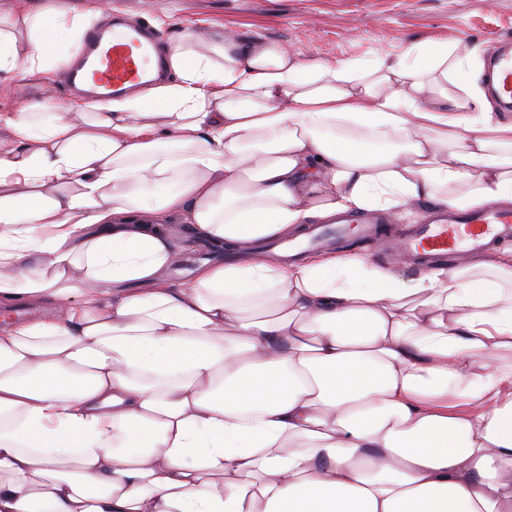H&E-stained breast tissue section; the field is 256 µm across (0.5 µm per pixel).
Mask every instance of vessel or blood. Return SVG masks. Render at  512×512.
<instances>
[{
    "label": "vessel or blood",
    "instance_id": "obj_1",
    "mask_svg": "<svg viewBox=\"0 0 512 512\" xmlns=\"http://www.w3.org/2000/svg\"><path fill=\"white\" fill-rule=\"evenodd\" d=\"M156 34L138 19L123 12L109 13L105 22L90 27L81 48L69 65L66 82L71 90L88 98L102 99L132 91L150 82L152 74H164ZM490 88L504 109L512 108V47L494 48L489 65ZM348 225L321 230L313 238L281 241L294 253L342 237ZM512 240V210L478 207L466 210L441 208L426 223L399 240V253L419 260L447 255L464 259L495 244Z\"/></svg>",
    "mask_w": 512,
    "mask_h": 512
}]
</instances>
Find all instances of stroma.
Wrapping results in <instances>:
<instances>
[{
  "instance_id": "1",
  "label": "stroma",
  "mask_w": 512,
  "mask_h": 512,
  "mask_svg": "<svg viewBox=\"0 0 512 512\" xmlns=\"http://www.w3.org/2000/svg\"><path fill=\"white\" fill-rule=\"evenodd\" d=\"M113 8L160 20L156 34L168 44L190 28L204 36L233 32L245 43L288 47L305 62L370 61L412 45L458 44L460 53L512 43V0H110ZM0 94V111L36 102L72 101L61 71L16 75Z\"/></svg>"
}]
</instances>
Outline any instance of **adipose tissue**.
Masks as SVG:
<instances>
[{"label": "adipose tissue", "instance_id": "adipose-tissue-1", "mask_svg": "<svg viewBox=\"0 0 512 512\" xmlns=\"http://www.w3.org/2000/svg\"><path fill=\"white\" fill-rule=\"evenodd\" d=\"M95 20L0 18V72L54 71ZM168 65L137 95L0 114V309H44L0 322V512H512V255L404 276L257 248L512 202L479 66L189 30ZM209 250L206 247H200L194 255L180 260V262L170 271L168 280L173 286H177L180 282L190 277V271L197 263L208 257Z\"/></svg>", "mask_w": 512, "mask_h": 512}]
</instances>
